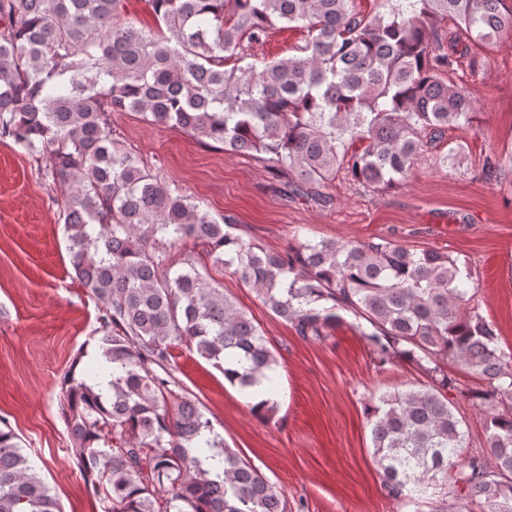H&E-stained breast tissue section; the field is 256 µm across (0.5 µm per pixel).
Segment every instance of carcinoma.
I'll use <instances>...</instances> for the list:
<instances>
[{
    "label": "carcinoma",
    "instance_id": "cac0c4a2",
    "mask_svg": "<svg viewBox=\"0 0 512 512\" xmlns=\"http://www.w3.org/2000/svg\"><path fill=\"white\" fill-rule=\"evenodd\" d=\"M156 29L122 0H0V137L46 158L64 193L60 219L75 276L102 303L97 370L63 375L61 412L80 475L103 512H288L284 492L224 443L196 401L175 391L184 345L277 411L268 341L206 263L232 270L313 341L346 310L380 361L428 373L366 407L386 494L431 512H512V352L483 316L464 314L471 274L450 255L391 240L300 241L271 251L233 233L113 136L112 114L179 128L197 142L261 155L285 185L318 191L339 172L374 190L404 182L424 134L473 123L465 90L444 80L469 43L512 33V0H147ZM457 31L443 40L442 21ZM288 23L296 55L238 65L245 44ZM236 65L229 66L230 62ZM359 144L350 152L347 146ZM192 242V250L177 247ZM484 388L486 452L459 457L466 432L448 399V362ZM0 512H63L8 426L0 427ZM122 16L145 30L155 28V20L145 0H124Z\"/></svg>",
    "mask_w": 512,
    "mask_h": 512
}]
</instances>
